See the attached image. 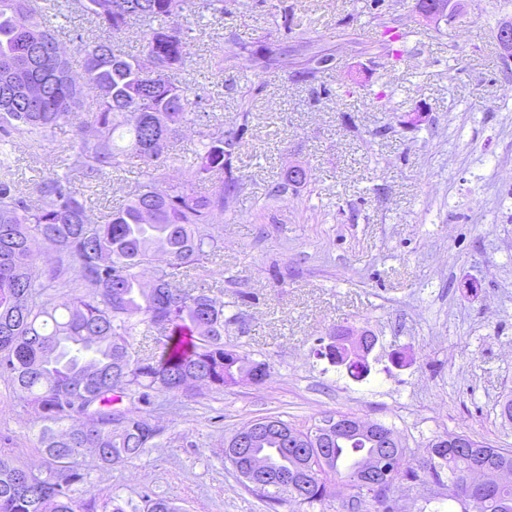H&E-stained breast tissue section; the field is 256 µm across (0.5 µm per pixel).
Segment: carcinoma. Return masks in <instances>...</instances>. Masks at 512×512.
Returning a JSON list of instances; mask_svg holds the SVG:
<instances>
[{
	"label": "carcinoma",
	"instance_id": "carcinoma-1",
	"mask_svg": "<svg viewBox=\"0 0 512 512\" xmlns=\"http://www.w3.org/2000/svg\"><path fill=\"white\" fill-rule=\"evenodd\" d=\"M0 0V72L11 71L23 92L0 109V168L15 163L19 143H38L60 124L75 128L63 171L36 180L31 203L13 185L0 183V373L14 392L45 422L40 445L45 466L33 469L0 457V512H85L71 486L82 480L80 459L91 455L112 467L141 458L157 447L158 430L137 403L149 392L183 394L222 391L245 375L267 377V365L224 343V305L211 296L206 264L218 256L223 239L214 217L238 186L232 157L248 131L242 123L226 130L206 127L194 162L172 182L166 169L179 159L165 153L184 124L194 121L201 98L175 78L194 40L191 27L168 19L192 10L195 0ZM79 11L99 30L93 38L74 32V53L82 57V78L74 77L68 53L54 34L53 21ZM142 28L144 54L123 53L117 38L130 26ZM292 20L257 41L232 40L228 59L244 58L252 69L276 68ZM405 33L388 26L382 45L395 60ZM136 159L143 181L127 202L88 217L86 189ZM53 245L56 259L37 260L40 247ZM85 294L78 290L87 286ZM132 336H158L160 352L140 353ZM128 404L121 405L123 400ZM340 418L346 413H336ZM334 416V417H336ZM325 417L301 429L276 417L244 424L233 437L259 424L275 423L254 444L273 470L297 469L308 480L294 481L288 496L312 505L340 482L347 490L344 512L379 506L394 512L388 492L401 477L417 472L401 463L406 449L373 448L340 441L323 453L312 446ZM456 435L436 436L426 448L432 482L463 512H512V448H494L474 438L455 448ZM380 457V483L357 478L367 456ZM486 469L470 499L460 488L476 467ZM257 497L280 504L281 488L265 479L249 486ZM110 512H179L163 497L112 499Z\"/></svg>",
	"mask_w": 512,
	"mask_h": 512
}]
</instances>
